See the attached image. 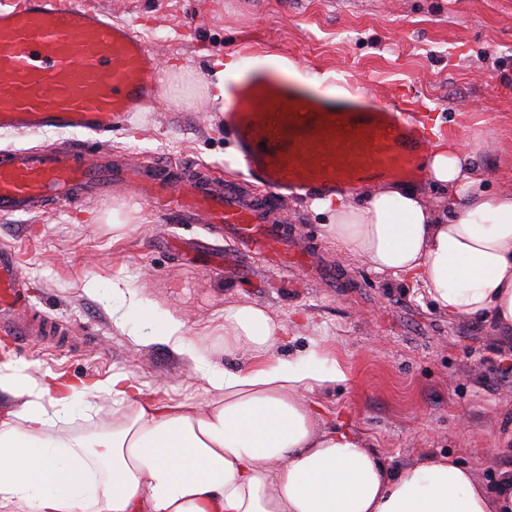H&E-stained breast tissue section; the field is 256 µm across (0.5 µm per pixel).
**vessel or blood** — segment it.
Listing matches in <instances>:
<instances>
[{
  "mask_svg": "<svg viewBox=\"0 0 512 512\" xmlns=\"http://www.w3.org/2000/svg\"><path fill=\"white\" fill-rule=\"evenodd\" d=\"M156 65L130 25L87 0H0V129H77L102 135L146 109L157 92ZM329 95L277 62L224 81V131L261 196L208 176L188 185L137 164L116 163L110 149L62 143L37 151H0V214L78 204L122 186L164 219L206 224L233 253L248 249L281 274L328 283L333 268L315 264L265 199L333 195L393 179L421 180L428 151L417 100H382L336 78ZM29 302L12 250L0 248V334L43 335L19 313Z\"/></svg>",
  "mask_w": 512,
  "mask_h": 512,
  "instance_id": "obj_1",
  "label": "vessel or blood"
}]
</instances>
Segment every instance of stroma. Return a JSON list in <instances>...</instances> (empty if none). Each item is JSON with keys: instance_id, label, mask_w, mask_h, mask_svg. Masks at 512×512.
Listing matches in <instances>:
<instances>
[{"instance_id": "35a3bbf8", "label": "stroma", "mask_w": 512, "mask_h": 512, "mask_svg": "<svg viewBox=\"0 0 512 512\" xmlns=\"http://www.w3.org/2000/svg\"><path fill=\"white\" fill-rule=\"evenodd\" d=\"M99 2L160 54L155 102L112 134L128 161L227 168L233 144L214 98L217 75L227 62L274 56L312 77L348 70L357 87L383 98L401 87L423 102L422 122L469 155L487 194H512V0ZM87 139L75 129L1 131L0 149ZM279 216L335 268V287L280 278L257 257L243 278L229 266L183 260L175 241L227 246L206 225L164 223L122 188L47 214L0 215V247L18 259L30 313L58 318L68 331L63 344L17 347L0 336V365L31 384L50 373L78 382L124 372L148 397L199 405L210 398L202 375L167 345L130 340L128 329L151 325L127 314L113 283L134 282L156 311L180 317L186 338L220 368L242 363L224 353L225 307L255 304L284 328L276 355L313 349L348 374L320 399L389 466L450 454L496 489L512 465V332L495 331L487 318L448 317L421 285L338 252L326 214L309 198L282 202ZM89 278L99 293L84 292Z\"/></svg>"}]
</instances>
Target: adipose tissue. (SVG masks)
<instances>
[{
	"label": "adipose tissue",
	"instance_id": "obj_1",
	"mask_svg": "<svg viewBox=\"0 0 512 512\" xmlns=\"http://www.w3.org/2000/svg\"><path fill=\"white\" fill-rule=\"evenodd\" d=\"M426 166L463 190L454 210L398 183L361 205L340 195L312 205L340 252L420 284L449 317L512 328V194L478 191L464 153L440 142ZM184 327L167 316L156 339L203 374L202 407L142 399L125 373L33 386L0 373V392L25 399L0 411V512H512V470L492 495L451 457L392 468L351 428H321L317 395L346 375L314 351L274 357L282 325L271 310L225 308L224 352L251 360L235 370L211 367ZM101 393L120 406L111 432L66 430L78 396Z\"/></svg>",
	"mask_w": 512,
	"mask_h": 512
}]
</instances>
